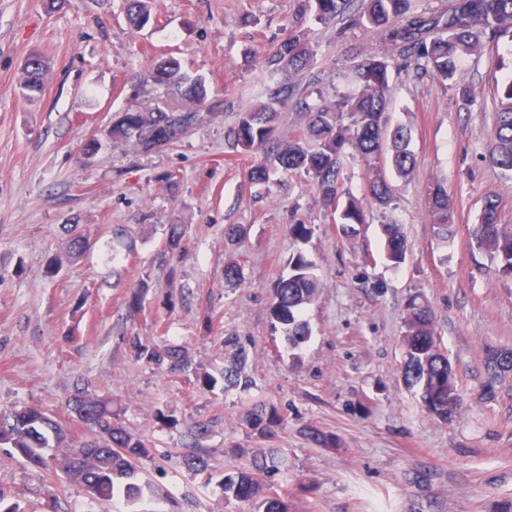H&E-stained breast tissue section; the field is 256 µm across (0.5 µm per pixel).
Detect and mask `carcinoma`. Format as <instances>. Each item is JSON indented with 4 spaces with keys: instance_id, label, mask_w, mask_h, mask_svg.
Segmentation results:
<instances>
[{
    "instance_id": "cac0c4a2",
    "label": "carcinoma",
    "mask_w": 512,
    "mask_h": 512,
    "mask_svg": "<svg viewBox=\"0 0 512 512\" xmlns=\"http://www.w3.org/2000/svg\"><path fill=\"white\" fill-rule=\"evenodd\" d=\"M127 18L136 28L151 19V0H127ZM317 19L325 24L347 21L374 32L380 49L358 51L354 65L359 91L343 95L334 103L299 100L296 106L307 119L305 133L286 142L277 137L278 110L297 96L294 76L307 70L314 49L302 32H292L262 62L270 81L263 85L262 100L237 113L226 132L238 154H261L249 170L254 184H267L277 171H299L314 183L320 199L338 214L344 234L353 233L366 223L367 206L386 208L393 198L386 177L390 167L399 177H409L416 160L410 149L408 130L389 121V67L426 74L446 88L453 84L469 107L471 89L457 83L462 60L481 50V39L506 38L512 42V0H448V7L437 11H416L411 0H307ZM50 72L47 58L32 52L21 68L19 88L28 98L42 92ZM149 77L160 86H175L181 104L168 110L126 112L113 122L109 136L124 139L141 153H150L176 142L191 126L212 120L216 113L202 112L207 89L199 79L182 71L179 59L169 57L151 64ZM494 124L489 163L504 173H512V77L502 82L493 99ZM351 150L367 169L364 192L357 197L344 188L343 169L346 150ZM428 215L443 239L450 233L453 200L443 182L428 188ZM383 252L386 260L398 267L404 263L407 241L397 224L383 225ZM472 236L478 249L497 260L502 271L512 274V224L500 223L499 205L489 198L482 208ZM90 240L77 227L69 230L65 251L49 263L54 270L81 253ZM288 276L282 277L273 291L271 311L283 326L288 346L298 349L311 335L303 319L304 310L319 297L321 282L311 263L300 252L292 254ZM402 335L404 361L402 376L409 388H419L426 412L448 422L455 418L462 398L448 354L437 338L435 313L421 295L409 297ZM134 357L148 365L178 374L192 364L189 351L181 346L160 347L135 336L130 340ZM486 365L493 377L512 372V349L492 350ZM248 354L243 347L230 353L224 367V386H250ZM71 410L91 432L92 439L79 447L66 444L62 426L36 406H23L0 420V448H10L33 469H47L45 450L62 449L58 468L63 478L79 486L90 498L107 507L121 500L136 505L143 496L136 463L150 457L153 449L145 440L129 432L112 411V400L85 388L76 389ZM243 421L254 435L269 439L284 427L286 419L271 404L247 412ZM310 443L318 448H336L339 439L316 427L306 429ZM248 463L224 473L218 482L226 501H253L258 512H288V503L275 491V484L260 481L256 473L270 476L280 472L282 460L277 448H254Z\"/></svg>"
}]
</instances>
